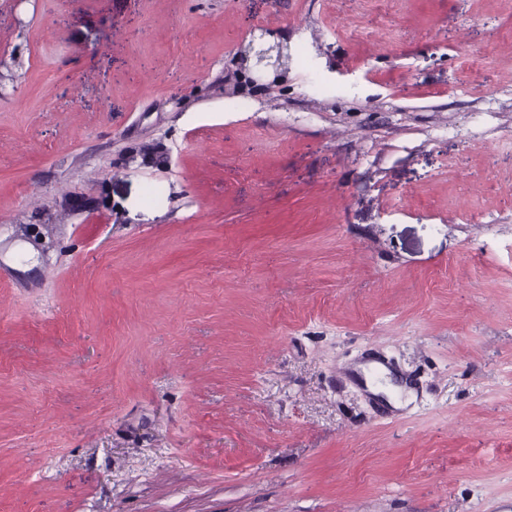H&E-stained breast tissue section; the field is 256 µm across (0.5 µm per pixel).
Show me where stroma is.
<instances>
[{
    "label": "stroma",
    "mask_w": 512,
    "mask_h": 512,
    "mask_svg": "<svg viewBox=\"0 0 512 512\" xmlns=\"http://www.w3.org/2000/svg\"><path fill=\"white\" fill-rule=\"evenodd\" d=\"M511 507L512 0H0V512ZM255 36L250 40L248 44V53L252 52L255 62V66H274L279 65L280 61H282V50L281 48L274 46H266L263 43H256ZM276 51L275 57L272 52ZM256 58V59H255ZM274 59V61H272Z\"/></svg>",
    "instance_id": "stroma-1"
}]
</instances>
